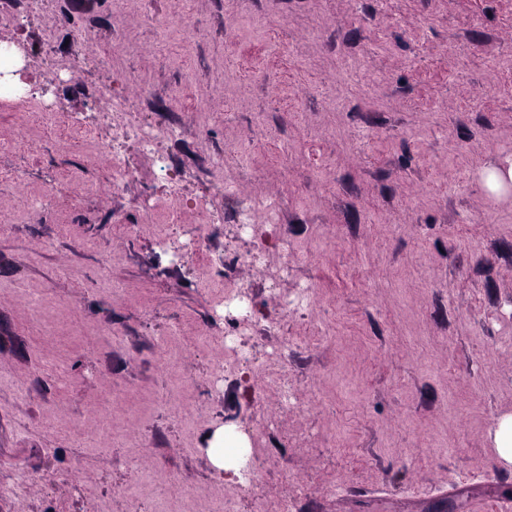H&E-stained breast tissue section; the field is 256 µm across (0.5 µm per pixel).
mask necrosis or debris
Segmentation results:
<instances>
[{"label":"necrosis or debris","mask_w":512,"mask_h":512,"mask_svg":"<svg viewBox=\"0 0 512 512\" xmlns=\"http://www.w3.org/2000/svg\"><path fill=\"white\" fill-rule=\"evenodd\" d=\"M116 83L101 84L92 97L91 112H67L54 103L36 100L32 92L16 88L0 89V99L16 107L13 113L14 136L9 142L0 141L1 152H21L35 157L37 148L29 137L31 121H39L61 138L78 136L90 148L94 157L104 159L105 176L102 188L121 205L137 211L142 223H154L157 214H164L167 223H183L186 214H193L206 232L185 243L175 242L171 235H163V246L168 251L193 252L209 269L219 270L215 285L221 301L242 299L239 314L225 317L227 338L224 352L215 359L217 374L235 368L243 351L235 342L242 332L264 327L271 332L275 322H259L254 304L248 303L249 283L238 276L241 267L249 266L275 272L283 271L288 256L279 246L284 224V202L275 192L260 187H244L240 170L249 166V158H242L239 167H225L222 157H214L211 167L216 175L212 189L187 195L183 181L170 176L174 163L168 153L171 142L181 139L180 127L147 118ZM139 185L151 187V198L136 194ZM232 222L248 232L255 244L254 252L226 254L211 249L210 238L216 237L223 222ZM282 314L306 320L304 343L310 344L328 336L330 329L316 320L317 297L313 286L302 289L297 300L281 299ZM258 394H273L279 400L284 415L298 414L299 406L288 384L283 360L271 359L257 368Z\"/></svg>","instance_id":"obj_1"}]
</instances>
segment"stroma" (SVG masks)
Wrapping results in <instances>:
<instances>
[{"mask_svg":"<svg viewBox=\"0 0 512 512\" xmlns=\"http://www.w3.org/2000/svg\"><path fill=\"white\" fill-rule=\"evenodd\" d=\"M10 4L17 35L88 57L116 41L121 19L138 46L128 68L150 81L125 93L152 117L184 126L171 152L189 191L209 179L207 151L226 138L253 150L246 182L283 192L288 210L282 288L322 285L317 312L333 331L319 345L295 344L303 321L282 317L259 274L249 278L279 335L245 334L262 361L287 348L288 382L308 427L285 439L273 396L256 400L242 376L217 375L210 349L183 351L172 370L156 359L160 336L209 331L211 270L162 253L157 224H140L115 200L88 194L76 206L46 202L49 186L98 182L103 167L35 125L38 162L1 157L24 173L37 208L0 182V482H24L0 512H130L118 497L133 452L151 481L141 512L186 506L204 512L224 490L207 454L220 426L245 433L243 460L267 456L259 494L273 500L306 484L293 512H427L440 500L462 512H502L512 501V463L494 436L512 415V199L484 186L486 168L512 160V0H50L44 15ZM151 9L175 27L191 13L183 48L165 46ZM85 27L86 44L69 31ZM108 71L76 67L67 83L34 86L65 111H85ZM195 84L193 104L175 91ZM136 225L112 235L115 222ZM110 260L123 289L110 300L99 272ZM40 293L52 333L31 338L24 289ZM109 335H100V328ZM51 360L66 385L43 374ZM188 378L183 426L159 406L166 384ZM200 499L186 501L187 491Z\"/></svg>","mask_w":512,"mask_h":512,"instance_id":"1","label":"stroma"}]
</instances>
